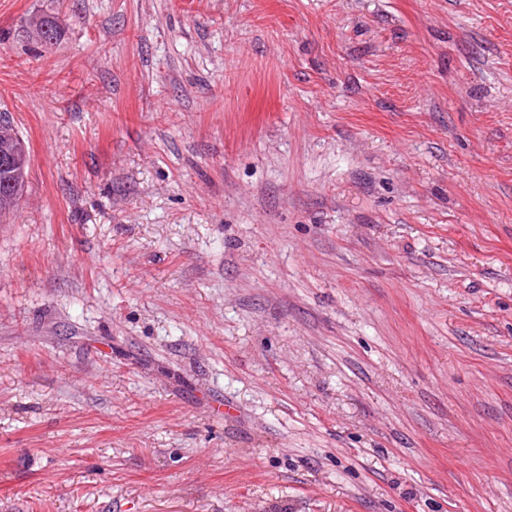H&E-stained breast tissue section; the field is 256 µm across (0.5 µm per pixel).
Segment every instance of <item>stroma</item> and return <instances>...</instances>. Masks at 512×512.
<instances>
[{"label": "stroma", "instance_id": "stroma-1", "mask_svg": "<svg viewBox=\"0 0 512 512\" xmlns=\"http://www.w3.org/2000/svg\"><path fill=\"white\" fill-rule=\"evenodd\" d=\"M1 109L0 512H512V0H0ZM4 114L13 125V117L10 112L0 111V118ZM9 123L0 120V173L5 176L4 184L9 186L8 194L12 199H19L23 193L22 180L8 179L6 176L21 173L23 167L28 179L29 161L24 166L26 156L25 145L21 137L13 130Z\"/></svg>", "mask_w": 512, "mask_h": 512}]
</instances>
